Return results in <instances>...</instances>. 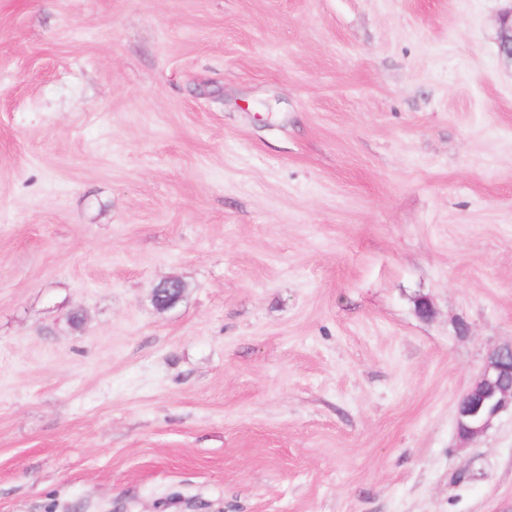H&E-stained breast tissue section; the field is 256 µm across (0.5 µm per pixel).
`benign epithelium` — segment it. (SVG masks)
I'll return each instance as SVG.
<instances>
[{"label":"benign epithelium","instance_id":"benign-epithelium-1","mask_svg":"<svg viewBox=\"0 0 512 512\" xmlns=\"http://www.w3.org/2000/svg\"><path fill=\"white\" fill-rule=\"evenodd\" d=\"M499 51L512 62V11L501 21ZM509 407L512 408V343L489 349L479 375L458 399V438L465 443L480 438Z\"/></svg>","mask_w":512,"mask_h":512}]
</instances>
